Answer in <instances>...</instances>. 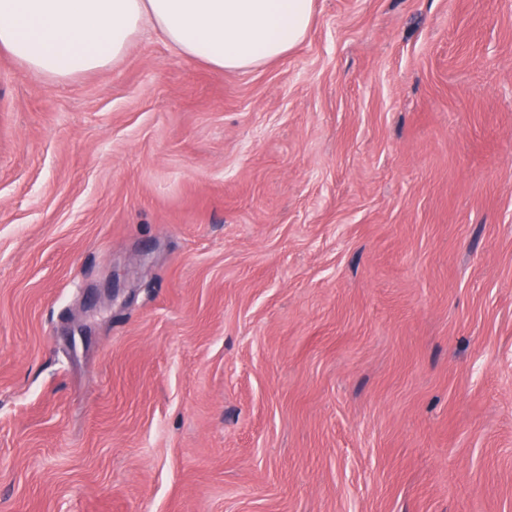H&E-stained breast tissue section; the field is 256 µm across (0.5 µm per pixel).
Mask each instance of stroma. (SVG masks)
Here are the masks:
<instances>
[{
    "mask_svg": "<svg viewBox=\"0 0 512 512\" xmlns=\"http://www.w3.org/2000/svg\"><path fill=\"white\" fill-rule=\"evenodd\" d=\"M0 512H512V0L0 50Z\"/></svg>",
    "mask_w": 512,
    "mask_h": 512,
    "instance_id": "stroma-1",
    "label": "stroma"
}]
</instances>
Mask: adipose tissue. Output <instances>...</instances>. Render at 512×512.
Masks as SVG:
<instances>
[{"mask_svg":"<svg viewBox=\"0 0 512 512\" xmlns=\"http://www.w3.org/2000/svg\"><path fill=\"white\" fill-rule=\"evenodd\" d=\"M314 0H0V49L52 78L105 67L144 28L228 71L276 60L302 42Z\"/></svg>","mask_w":512,"mask_h":512,"instance_id":"1","label":"adipose tissue"}]
</instances>
